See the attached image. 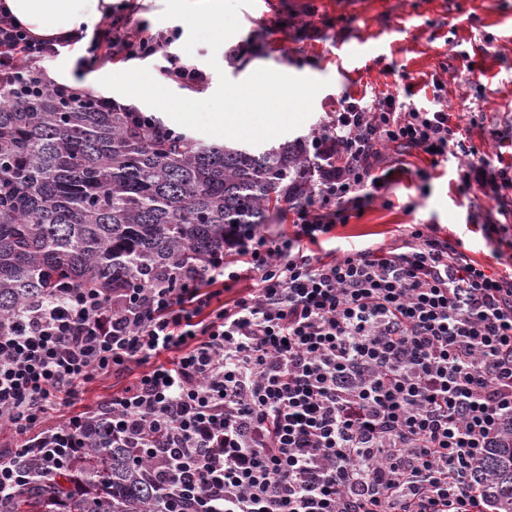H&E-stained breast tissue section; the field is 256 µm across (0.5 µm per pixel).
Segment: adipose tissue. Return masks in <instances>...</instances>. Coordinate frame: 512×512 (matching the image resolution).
I'll list each match as a JSON object with an SVG mask.
<instances>
[{"mask_svg": "<svg viewBox=\"0 0 512 512\" xmlns=\"http://www.w3.org/2000/svg\"><path fill=\"white\" fill-rule=\"evenodd\" d=\"M116 0H0L33 35L43 38L92 30Z\"/></svg>", "mask_w": 512, "mask_h": 512, "instance_id": "1", "label": "adipose tissue"}]
</instances>
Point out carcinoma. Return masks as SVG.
I'll use <instances>...</instances> for the list:
<instances>
[{"label":"carcinoma","mask_w":512,"mask_h":512,"mask_svg":"<svg viewBox=\"0 0 512 512\" xmlns=\"http://www.w3.org/2000/svg\"><path fill=\"white\" fill-rule=\"evenodd\" d=\"M312 178L304 140L256 150L172 131L157 139L91 95L61 101L23 79L0 85V323L59 284L127 288L270 224ZM85 449L51 486L0 499V512H144L148 469L98 417ZM483 492L512 512V435L490 449Z\"/></svg>","instance_id":"1"}]
</instances>
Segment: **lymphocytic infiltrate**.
Listing matches in <instances>:
<instances>
[{
  "mask_svg": "<svg viewBox=\"0 0 512 512\" xmlns=\"http://www.w3.org/2000/svg\"><path fill=\"white\" fill-rule=\"evenodd\" d=\"M114 10L91 61L165 52V75L207 83ZM56 50L0 12V82L36 72ZM316 164L291 225L234 238L205 266L188 262L135 288L57 286L0 325V497L48 482L83 452L88 416L50 410L101 374L132 372L105 402L112 436L154 462V512H487L481 463L512 423V273L474 263L462 239L410 224L389 245L335 251L331 234L401 167L457 159L459 193L512 189L445 108L392 94L343 93L314 133ZM474 232L512 250V207ZM256 288L231 296L234 283ZM28 456L22 470L16 453Z\"/></svg>",
  "mask_w": 512,
  "mask_h": 512,
  "instance_id": "lymphocytic-infiltrate-1",
  "label": "lymphocytic infiltrate"
}]
</instances>
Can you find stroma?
I'll use <instances>...</instances> for the list:
<instances>
[{
    "mask_svg": "<svg viewBox=\"0 0 512 512\" xmlns=\"http://www.w3.org/2000/svg\"><path fill=\"white\" fill-rule=\"evenodd\" d=\"M239 21L233 42L253 36L258 44L247 62L223 60L218 70H210L211 49L197 44L180 59L207 71L208 83L200 89L177 84L175 93L204 100L215 93L220 77L240 82L259 65L326 81L312 114L294 131L309 139L343 92L394 94L429 109L437 79L444 82L448 110L469 143L492 164L512 162V0H255L240 9ZM407 163L410 175L380 190L363 213L336 228L337 243L388 244L405 225L436 224L442 233L462 238L474 261L511 270L512 259L495 255L466 230L472 214L495 208V201L480 193L458 194L456 161L430 180L413 175L419 159ZM129 380L126 374L95 377L74 406L55 413L54 424L96 411Z\"/></svg>",
    "mask_w": 512,
    "mask_h": 512,
    "instance_id": "35a3bbf8",
    "label": "stroma"
}]
</instances>
